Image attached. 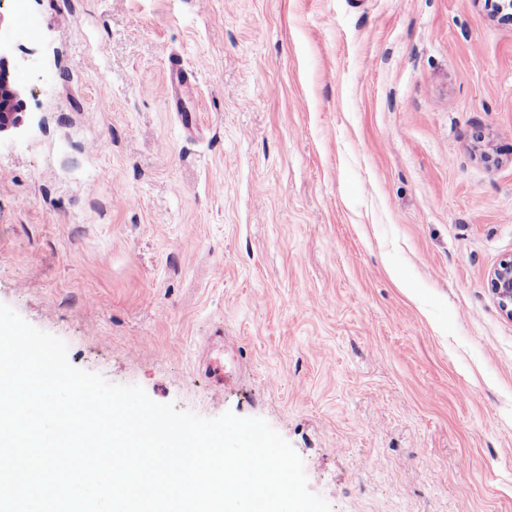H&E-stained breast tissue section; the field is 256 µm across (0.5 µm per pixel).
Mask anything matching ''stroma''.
<instances>
[{
	"label": "stroma",
	"mask_w": 512,
	"mask_h": 512,
	"mask_svg": "<svg viewBox=\"0 0 512 512\" xmlns=\"http://www.w3.org/2000/svg\"><path fill=\"white\" fill-rule=\"evenodd\" d=\"M0 37L34 62L0 133V303L111 382L265 419L332 512H512L487 280L512 258V23L485 0H6ZM168 80L171 111L176 112L179 121L186 130L192 131L197 129L200 124L199 117L195 110L190 109L186 99L192 82L190 73L183 66L182 60L173 57L169 58Z\"/></svg>",
	"instance_id": "35a3bbf8"
}]
</instances>
